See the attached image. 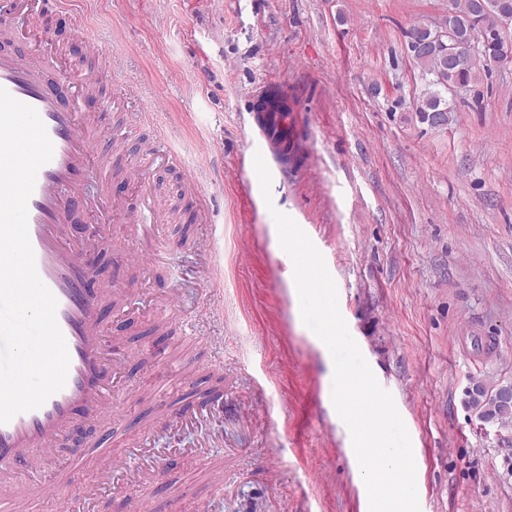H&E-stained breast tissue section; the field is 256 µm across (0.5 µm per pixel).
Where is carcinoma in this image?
<instances>
[{
	"label": "carcinoma",
	"mask_w": 512,
	"mask_h": 512,
	"mask_svg": "<svg viewBox=\"0 0 512 512\" xmlns=\"http://www.w3.org/2000/svg\"><path fill=\"white\" fill-rule=\"evenodd\" d=\"M497 4L499 0H450L456 34L463 42L478 48V52L469 55L463 65L448 68L447 56L435 50L410 55L426 79L425 89L416 101V112L422 122L449 121L453 107L443 96L446 85L475 84L495 65L512 57V47L506 41L485 39L488 30L492 29V16L488 11ZM510 387L512 385L506 382L490 392L484 383L477 381L466 391V403L484 420L509 430L512 428V402L504 400L502 392Z\"/></svg>",
	"instance_id": "1"
}]
</instances>
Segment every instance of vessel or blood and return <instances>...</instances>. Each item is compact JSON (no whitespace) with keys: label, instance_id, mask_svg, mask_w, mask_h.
Returning a JSON list of instances; mask_svg holds the SVG:
<instances>
[{"label":"vessel or blood","instance_id":"vessel-or-blood-1","mask_svg":"<svg viewBox=\"0 0 512 512\" xmlns=\"http://www.w3.org/2000/svg\"><path fill=\"white\" fill-rule=\"evenodd\" d=\"M33 42L35 49L25 61L0 57V87L38 112L54 147L51 161L38 172L28 202V232L38 275L58 302L56 319L70 363L64 388L39 409L0 424V512H23L24 502L13 492V485L39 484L45 465L57 448L66 445L71 433L99 422L120 402L115 389L119 364L113 358L112 341L104 335L101 319L102 304L111 298L115 282L106 279L91 287L86 278L89 260L108 239L110 226L104 217L103 196L82 197L77 180L78 173L86 170L94 179L104 182L109 178L107 164L94 156L93 137L108 124L110 113L105 110L94 119L86 118L81 104L87 87L77 73L66 74V90L47 89L40 74L51 61L53 39L48 31L39 29ZM253 118L273 159L278 165H287L288 142L295 127L287 111L258 97L253 101ZM129 180L140 189L135 202L139 218L130 228L135 242L131 256L139 259L155 216L145 163L131 166ZM78 205L96 222L89 236L70 239L64 236L61 221ZM160 365L165 374L175 375L182 383L192 381L199 373L196 361L189 358L178 362L164 358ZM223 407L224 392L219 389L205 402L162 408L158 415L164 428L175 434ZM152 437L148 430L129 447L108 450L110 468L89 483L79 480L84 455H72L52 492L57 512H91L97 493L115 483L123 484L129 497L148 499L152 490L166 480L164 460L137 471L129 468L128 460L149 447ZM180 461L209 484L223 486L224 471L213 465L208 455L190 450L181 454Z\"/></svg>","mask_w":512,"mask_h":512}]
</instances>
